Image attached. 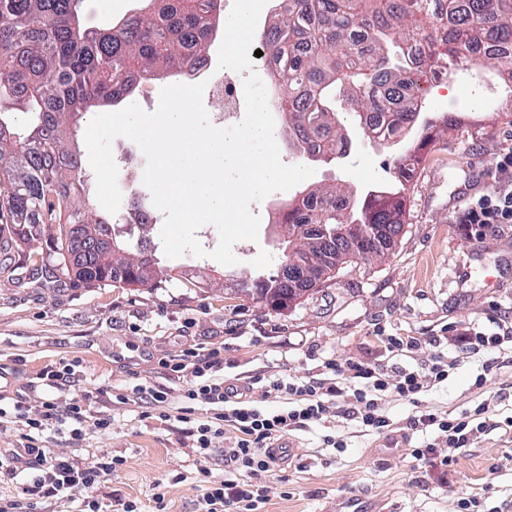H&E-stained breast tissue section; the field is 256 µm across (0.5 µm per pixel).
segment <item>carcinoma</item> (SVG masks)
<instances>
[{
  "label": "carcinoma",
  "mask_w": 512,
  "mask_h": 512,
  "mask_svg": "<svg viewBox=\"0 0 512 512\" xmlns=\"http://www.w3.org/2000/svg\"><path fill=\"white\" fill-rule=\"evenodd\" d=\"M83 0H0V252L3 272L26 269L56 282L92 288L119 283L156 288L170 274L153 250L140 249V266L101 244L115 228L90 208L74 205L86 194L77 140L78 122L94 107L121 103L144 76L188 73L206 53L220 22V0H151L152 11L99 30L80 25ZM275 86L270 107L283 116L298 156L341 158L351 142L346 118L362 133L381 131L385 144L420 120L427 84L448 66L489 64L512 75V0H279L259 36ZM30 119L25 139L15 111ZM457 117L423 123L422 135L393 158L401 186L413 183L435 135ZM406 196L375 189L363 196L337 188H311L278 210L274 223L287 236L313 239L294 263L268 276L241 278L237 290L275 310L297 299L292 282L325 257L332 268L376 246L347 231L372 225L390 240L406 223ZM55 231L54 258L33 261L31 242ZM83 239L92 250L72 258ZM40 268H35V265Z\"/></svg>",
  "instance_id": "obj_1"
}]
</instances>
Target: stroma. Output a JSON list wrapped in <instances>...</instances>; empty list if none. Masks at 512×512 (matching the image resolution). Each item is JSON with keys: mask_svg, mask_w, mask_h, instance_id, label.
Returning a JSON list of instances; mask_svg holds the SVG:
<instances>
[{"mask_svg": "<svg viewBox=\"0 0 512 512\" xmlns=\"http://www.w3.org/2000/svg\"><path fill=\"white\" fill-rule=\"evenodd\" d=\"M144 0H83L86 26L108 28L144 8ZM512 80L485 66L449 70L427 92L423 112L434 118L460 117L458 127L428 146L425 169L407 199V222L391 254L382 262L344 264L334 277L284 311L231 292L233 277L272 273L281 253L273 222L276 207L294 191L276 192L251 204L261 218L257 241L233 246L235 265L225 266L208 253L219 241L215 227L199 229L206 254L167 257L160 225L148 236L160 266L172 276L159 288L121 284L77 288L70 283H13L0 278V396L23 397L30 411L46 400L69 403L72 392L44 386L40 374L62 361H77L76 389L93 385L100 392L93 408L112 413L109 433H91L76 442L68 433L48 431L41 447L77 451L84 461L104 453L122 456V468L97 489V497L121 496L149 503L153 487L172 470L184 479L165 488L169 512H194L198 495L191 443L177 420H161L160 409L146 399L120 404L135 385L179 390L162 360L186 348L224 349V377L248 387L260 406L275 409L279 399L251 384V377L305 380L323 361L355 362L387 372L410 365L389 352L377 333L437 336L447 342L437 354L454 361L447 382L422 394L417 403L395 396L382 400L391 431L377 435L357 419L331 414L319 425L294 432L292 459L265 473L270 489L265 512H333L350 497L378 512H512V429L486 432L459 458L452 475H443L433 458L415 459L410 451L431 436L410 429L412 416L428 410L451 415L486 401L497 420L512 416V340L491 353L461 352L457 338L465 329L496 331L512 322V224L478 236L460 217L470 203L499 189L495 160L512 148ZM347 157L333 162L298 158L283 130H276L281 158L289 165L313 168L306 187L342 186L361 195L388 182L391 158L416 141L381 144L351 127ZM207 287H197L199 279ZM482 387H475L476 377ZM343 439L342 449L326 447L324 436ZM469 510H461L462 499Z\"/></svg>", "mask_w": 512, "mask_h": 512, "instance_id": "1", "label": "stroma"}]
</instances>
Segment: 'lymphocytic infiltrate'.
<instances>
[{
    "instance_id": "f902f5d3",
    "label": "lymphocytic infiltrate",
    "mask_w": 512,
    "mask_h": 512,
    "mask_svg": "<svg viewBox=\"0 0 512 512\" xmlns=\"http://www.w3.org/2000/svg\"><path fill=\"white\" fill-rule=\"evenodd\" d=\"M462 221L479 235L497 225L512 224V188L479 198ZM165 366L183 380L184 386L175 397L166 390H149V400L160 406L175 405L177 420L186 426L197 457L200 495L196 512H261L269 500V488L260 478L277 463L271 452L275 442L321 424L336 409L358 419L367 431L385 433L392 423L380 406L383 395L391 393L417 402L421 394L447 381L452 368L440 355L392 374L360 363L342 365L329 360L323 363L320 376L266 381L268 394L282 400L283 405L265 411L253 404L244 389L224 381L223 347L213 346L203 353L187 348L166 360ZM91 397V391H83L64 408L47 401L33 415L18 399L0 405V421L21 424L25 430L23 448L15 458L0 460V473L15 475L20 463L36 472L32 486L25 489V498H0V512H41V503L70 497L78 489L95 488L122 468L124 460L119 456L104 454L86 463L78 456L34 443L36 434L51 429H67L75 441L83 440L90 430L108 433L112 414L91 410ZM199 404L208 406V416L196 417L195 407ZM409 425L433 436L424 447L413 449L414 458L432 455L448 468L456 464L472 437L498 428L499 423L481 401L454 416L427 411L413 416ZM228 429L234 438L224 448V459L231 468L219 479L207 461L214 443Z\"/></svg>"
}]
</instances>
